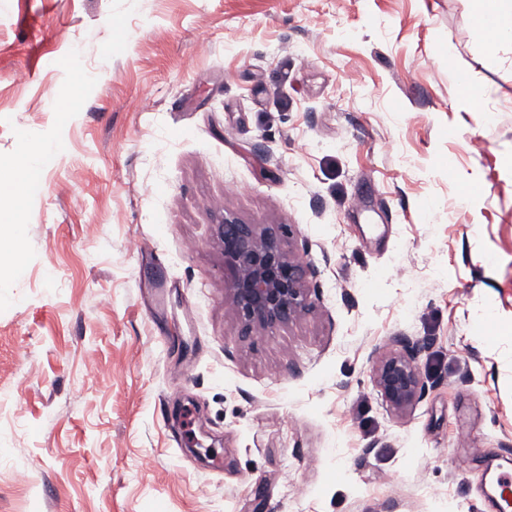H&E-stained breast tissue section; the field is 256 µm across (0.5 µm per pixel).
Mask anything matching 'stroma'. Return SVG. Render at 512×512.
<instances>
[{"label": "stroma", "mask_w": 512, "mask_h": 512, "mask_svg": "<svg viewBox=\"0 0 512 512\" xmlns=\"http://www.w3.org/2000/svg\"><path fill=\"white\" fill-rule=\"evenodd\" d=\"M28 141L61 150L0 189V512H496L512 45L469 0H0V171ZM228 217L313 270L253 342ZM419 349L401 342V349L379 359L374 382L381 398L393 411L405 414L421 397L423 384L418 366Z\"/></svg>", "instance_id": "stroma-1"}]
</instances>
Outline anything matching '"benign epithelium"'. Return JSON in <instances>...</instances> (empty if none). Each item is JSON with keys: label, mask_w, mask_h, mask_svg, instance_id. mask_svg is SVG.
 Here are the masks:
<instances>
[{"label": "benign epithelium", "mask_w": 512, "mask_h": 512, "mask_svg": "<svg viewBox=\"0 0 512 512\" xmlns=\"http://www.w3.org/2000/svg\"><path fill=\"white\" fill-rule=\"evenodd\" d=\"M217 240L224 254L229 298L243 338L289 324L311 309L306 287L311 270L283 248L274 228L226 217L217 227ZM418 357L419 349L403 342L400 350L376 363V388L386 405L398 414L412 409L421 397Z\"/></svg>", "instance_id": "1"}]
</instances>
